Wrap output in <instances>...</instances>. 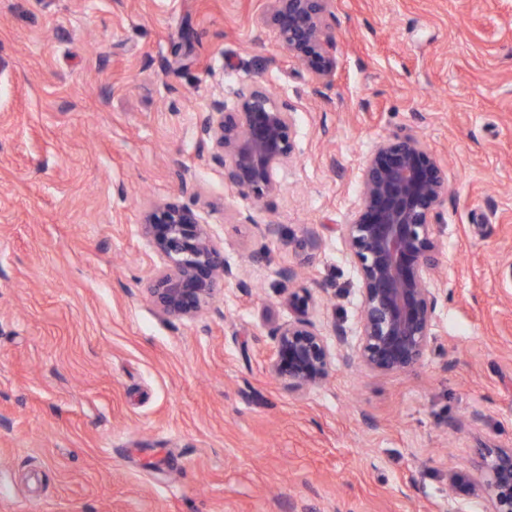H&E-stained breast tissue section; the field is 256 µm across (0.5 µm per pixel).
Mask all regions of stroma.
<instances>
[{
	"label": "stroma",
	"mask_w": 512,
	"mask_h": 512,
	"mask_svg": "<svg viewBox=\"0 0 512 512\" xmlns=\"http://www.w3.org/2000/svg\"><path fill=\"white\" fill-rule=\"evenodd\" d=\"M266 9L0 0V512H448L449 469L512 448V0H336L318 92ZM257 81L295 104L297 144L260 203L198 134L213 98ZM400 132L447 178L440 349L290 390L265 368L289 318L276 271L303 266L318 327H354L336 227ZM160 200L197 204L251 290L159 315L140 221Z\"/></svg>",
	"instance_id": "stroma-1"
}]
</instances>
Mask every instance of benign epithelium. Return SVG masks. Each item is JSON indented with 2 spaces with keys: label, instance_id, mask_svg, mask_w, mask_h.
Returning a JSON list of instances; mask_svg holds the SVG:
<instances>
[{
  "label": "benign epithelium",
  "instance_id": "7a95c632",
  "mask_svg": "<svg viewBox=\"0 0 512 512\" xmlns=\"http://www.w3.org/2000/svg\"><path fill=\"white\" fill-rule=\"evenodd\" d=\"M334 0H268L266 23L281 48L311 74L314 86L332 82L335 45L326 34ZM200 133L224 165V185L253 201L279 191L280 172L296 158L295 108L256 82L233 107L212 101ZM356 210L340 225L359 283L355 329L333 324L326 334L309 318L317 298L307 288L283 297L291 317L269 327L273 347L266 370L293 391L327 382L340 361L378 374H403L437 349V307L448 289L431 284L441 248L437 217L447 194L444 169L421 137L396 133L377 142L360 174ZM141 231L159 259L146 293L164 317L192 320L215 301L224 281L250 288L224 260L211 225L191 205L155 203ZM454 512L478 499L484 512H512V448L487 444L480 466L448 470Z\"/></svg>",
  "mask_w": 512,
  "mask_h": 512
}]
</instances>
